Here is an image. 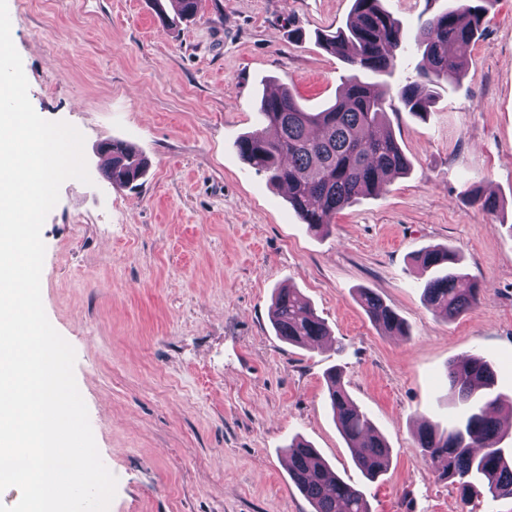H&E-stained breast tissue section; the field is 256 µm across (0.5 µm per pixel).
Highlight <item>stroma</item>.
I'll return each instance as SVG.
<instances>
[{
  "mask_svg": "<svg viewBox=\"0 0 512 512\" xmlns=\"http://www.w3.org/2000/svg\"><path fill=\"white\" fill-rule=\"evenodd\" d=\"M453 0H382L408 31ZM39 116L85 137L91 184L65 181L42 228L46 315L76 353L74 374L103 463L109 512H312L288 478L294 437L317 448L370 512H460L458 491L419 455L423 422L456 408L448 364L479 354L512 401V0H492L464 77L425 117L388 115L411 163L314 234L285 188L238 153L263 93L290 86L319 110L347 65L318 42L354 0H202L160 22L154 0H7ZM301 38H293L292 30ZM148 162L135 188L98 170V145ZM478 186L494 212L469 202ZM444 246L481 290L456 320L423 303L415 256ZM310 300L330 335L281 341L275 289ZM377 292L410 328L383 333L358 300ZM385 436L388 470L353 462L325 374Z\"/></svg>",
  "mask_w": 512,
  "mask_h": 512,
  "instance_id": "stroma-1",
  "label": "stroma"
}]
</instances>
